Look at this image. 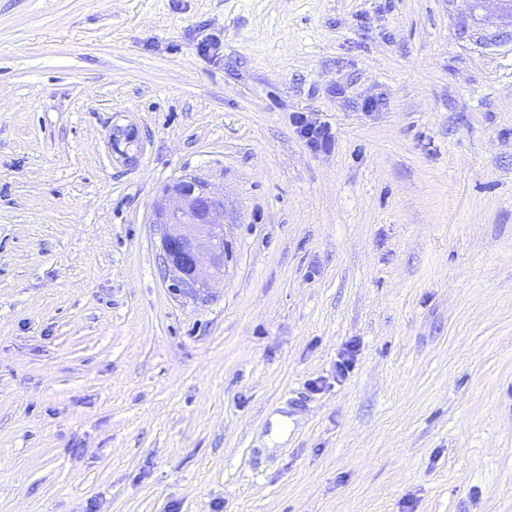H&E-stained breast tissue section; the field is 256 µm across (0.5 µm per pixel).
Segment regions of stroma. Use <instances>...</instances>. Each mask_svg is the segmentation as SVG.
Instances as JSON below:
<instances>
[{
	"label": "stroma",
	"instance_id": "stroma-1",
	"mask_svg": "<svg viewBox=\"0 0 512 512\" xmlns=\"http://www.w3.org/2000/svg\"><path fill=\"white\" fill-rule=\"evenodd\" d=\"M0 512H512L504 0H0ZM294 122L300 135L312 149H325L331 145L333 137L325 122H318L317 119H312L304 112H299L294 117ZM169 205L156 212L160 266L177 292L206 301L224 276V196L185 177L165 189Z\"/></svg>",
	"mask_w": 512,
	"mask_h": 512
}]
</instances>
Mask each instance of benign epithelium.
<instances>
[{
    "label": "benign epithelium",
    "mask_w": 512,
    "mask_h": 512,
    "mask_svg": "<svg viewBox=\"0 0 512 512\" xmlns=\"http://www.w3.org/2000/svg\"><path fill=\"white\" fill-rule=\"evenodd\" d=\"M169 204L156 212L160 266L177 292L206 301L224 276V196L185 177L165 189Z\"/></svg>",
    "instance_id": "benign-epithelium-1"
}]
</instances>
